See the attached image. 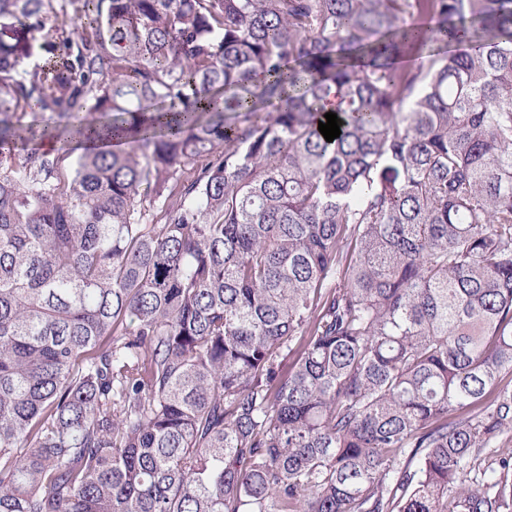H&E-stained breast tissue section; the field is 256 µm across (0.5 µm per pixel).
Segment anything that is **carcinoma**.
<instances>
[{"instance_id":"1","label":"carcinoma","mask_w":512,"mask_h":512,"mask_svg":"<svg viewBox=\"0 0 512 512\" xmlns=\"http://www.w3.org/2000/svg\"><path fill=\"white\" fill-rule=\"evenodd\" d=\"M75 2L0 0V512H512V0ZM23 126H32L37 131V138L27 147L22 149L19 145L15 149L16 155L20 158L26 156L32 147H39V152H50L54 154H63L68 148L76 145L74 140H70L65 135H59L64 122L59 119L51 118L49 114L44 116L30 114L29 111L20 119ZM44 133V135H42ZM37 145V146H34Z\"/></svg>"}]
</instances>
